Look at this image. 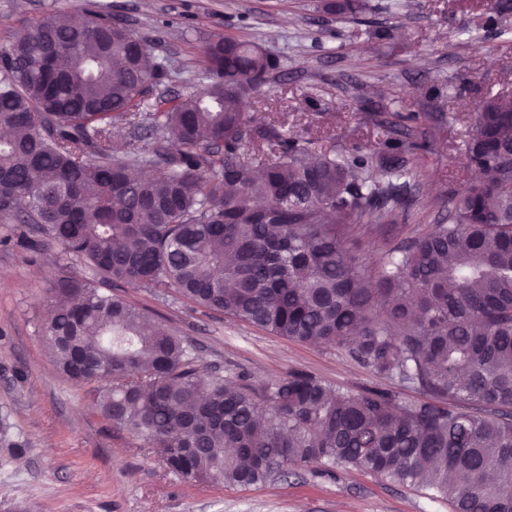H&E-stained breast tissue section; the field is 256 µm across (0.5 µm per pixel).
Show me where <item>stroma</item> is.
<instances>
[{
	"mask_svg": "<svg viewBox=\"0 0 512 512\" xmlns=\"http://www.w3.org/2000/svg\"><path fill=\"white\" fill-rule=\"evenodd\" d=\"M147 40L168 75L148 96L207 81L203 52L222 37L256 44L283 66L251 92L247 111L296 137L337 149L372 146L382 131L367 112L425 114L426 176L406 187L413 232L443 222L451 191L472 176L465 141L476 106L512 95V0H360L355 14L327 0H96ZM85 0H0V43L40 17L79 15ZM499 28L485 30L484 13ZM28 224L0 223V512H452L447 500L354 468L295 467L233 487L168 474L147 444L99 413L90 387L64 377L42 339L47 292L92 271ZM123 296L192 341L201 367L253 380L311 373L353 392L383 379L334 346L291 341L220 312L203 313L171 292L123 288Z\"/></svg>",
	"mask_w": 512,
	"mask_h": 512,
	"instance_id": "stroma-1",
	"label": "stroma"
}]
</instances>
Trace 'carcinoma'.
Returning <instances> with one entry per match:
<instances>
[{"label":"carcinoma","mask_w":512,"mask_h":512,"mask_svg":"<svg viewBox=\"0 0 512 512\" xmlns=\"http://www.w3.org/2000/svg\"><path fill=\"white\" fill-rule=\"evenodd\" d=\"M211 80L159 97L148 148L112 140L139 123L166 74L146 40L103 11L49 14L0 45V220L37 224L101 281L176 291L290 340L322 342L423 391L339 389L315 375L247 382L196 367L191 345L133 303L61 279L45 340L59 371L93 384L113 426L185 480L237 487L292 466L358 468L422 486L454 512H512V96L482 101L474 175L448 223L385 238L424 173L411 112H372L370 148L338 151L242 103L280 68L225 37ZM134 166L151 175L130 177ZM384 240L370 261L359 233Z\"/></svg>","instance_id":"cac0c4a2"}]
</instances>
